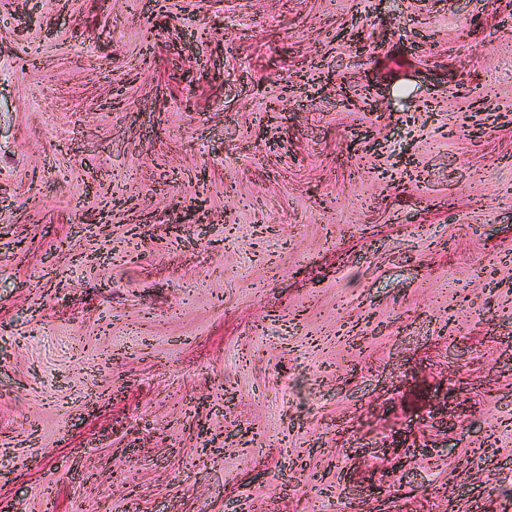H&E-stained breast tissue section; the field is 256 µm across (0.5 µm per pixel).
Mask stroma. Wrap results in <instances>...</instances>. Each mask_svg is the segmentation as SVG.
I'll return each mask as SVG.
<instances>
[{"instance_id": "1", "label": "stroma", "mask_w": 512, "mask_h": 512, "mask_svg": "<svg viewBox=\"0 0 512 512\" xmlns=\"http://www.w3.org/2000/svg\"><path fill=\"white\" fill-rule=\"evenodd\" d=\"M164 4L0 0V512H512V0Z\"/></svg>"}]
</instances>
